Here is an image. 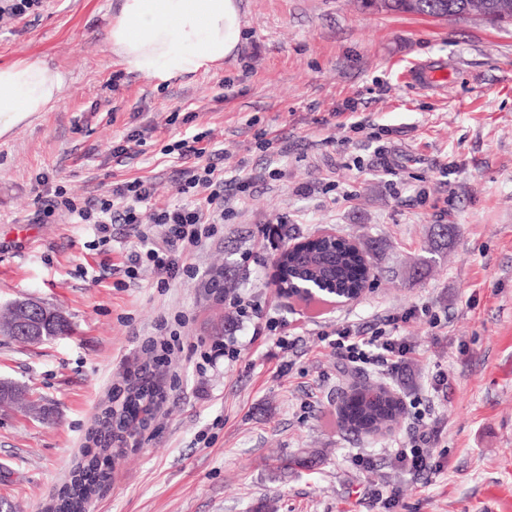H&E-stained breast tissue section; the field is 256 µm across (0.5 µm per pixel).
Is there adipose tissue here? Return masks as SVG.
<instances>
[{
	"instance_id": "1",
	"label": "adipose tissue",
	"mask_w": 512,
	"mask_h": 512,
	"mask_svg": "<svg viewBox=\"0 0 512 512\" xmlns=\"http://www.w3.org/2000/svg\"><path fill=\"white\" fill-rule=\"evenodd\" d=\"M241 35L239 0H122L108 43L131 70L164 79L222 64ZM62 82L36 59L0 67V136L51 108Z\"/></svg>"
}]
</instances>
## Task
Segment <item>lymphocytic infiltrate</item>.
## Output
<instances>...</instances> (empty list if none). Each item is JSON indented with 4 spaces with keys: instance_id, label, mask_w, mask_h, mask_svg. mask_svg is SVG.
Wrapping results in <instances>:
<instances>
[{
    "instance_id": "f902f5d3",
    "label": "lymphocytic infiltrate",
    "mask_w": 512,
    "mask_h": 512,
    "mask_svg": "<svg viewBox=\"0 0 512 512\" xmlns=\"http://www.w3.org/2000/svg\"><path fill=\"white\" fill-rule=\"evenodd\" d=\"M201 135L179 140L176 148L181 158H193L192 166L183 169L178 183L185 204L152 206L154 185L136 178L117 184L111 197L79 201L64 187L39 196L33 220L46 224L66 217L75 224L93 226L102 244L111 241L107 231L112 224H134L138 242L129 252L128 277H137L140 269L149 268L160 285L188 272L189 260L196 249L211 239L224 221V206L229 199L224 189V171L213 157L201 149ZM333 348L347 361L369 366H398L409 352L394 334L380 330L366 337L349 326H339Z\"/></svg>"
}]
</instances>
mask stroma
Segmentation results:
<instances>
[{
	"instance_id": "35a3bbf8",
	"label": "stroma",
	"mask_w": 512,
	"mask_h": 512,
	"mask_svg": "<svg viewBox=\"0 0 512 512\" xmlns=\"http://www.w3.org/2000/svg\"><path fill=\"white\" fill-rule=\"evenodd\" d=\"M239 4L235 55L165 80L110 51L120 0H45L0 23V67L38 58L64 76L52 109L0 137V309L33 297L72 325L35 345L0 337V379L42 408L0 406V500L51 512L96 454L106 409L146 369L158 404L102 462L86 512H384L380 493L396 494L397 512H485L489 492L512 487V26L380 14L360 0ZM419 62L445 67L447 81L410 83ZM134 132L141 154L116 161ZM199 133L225 181L259 182L169 287L148 268L126 277L134 225H112L102 247L85 225L32 223L37 195L59 185L83 201L143 178L154 203L183 204L190 162L164 148ZM267 169L278 179H262ZM436 224L452 230L435 253ZM325 228L379 242L382 273L359 302L312 311L274 287L275 261ZM410 258L433 266L409 279ZM228 268L257 307L249 316L210 288ZM180 315L184 350L169 367L147 340ZM390 316L410 348L393 370L345 365L321 338L342 324L368 336ZM216 341L238 356L202 363L197 345ZM356 380L402 401L390 432L339 427ZM417 403L438 432L418 474L395 459L420 427ZM304 451L308 467L278 469Z\"/></svg>"
}]
</instances>
